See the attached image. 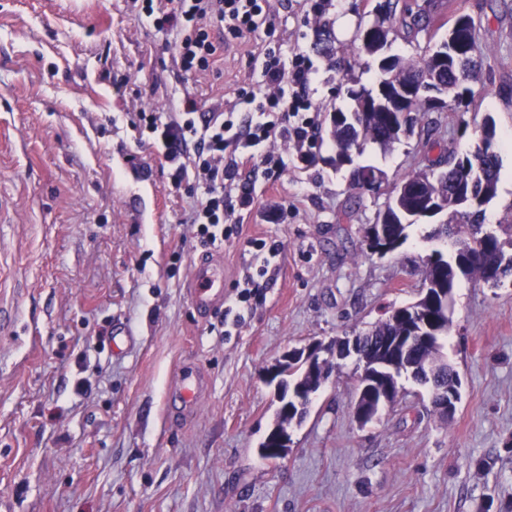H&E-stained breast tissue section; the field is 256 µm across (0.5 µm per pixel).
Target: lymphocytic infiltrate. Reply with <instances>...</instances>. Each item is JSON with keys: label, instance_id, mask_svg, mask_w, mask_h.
Wrapping results in <instances>:
<instances>
[{"label": "lymphocytic infiltrate", "instance_id": "obj_1", "mask_svg": "<svg viewBox=\"0 0 512 512\" xmlns=\"http://www.w3.org/2000/svg\"><path fill=\"white\" fill-rule=\"evenodd\" d=\"M274 11L273 0H141L138 15L173 44L180 70L194 74L218 67L213 27L243 39L269 24ZM252 61L261 70L260 84L239 88L223 108L202 113L196 97L185 92L173 99L168 118L140 111L132 123L139 144L161 150L172 186L194 197L189 222L205 246L223 237L225 216L252 209L257 171L277 178L275 144L315 145L312 120L298 117L311 107V60L299 56L282 66L275 47L264 42ZM244 104L254 114L241 119L237 110Z\"/></svg>", "mask_w": 512, "mask_h": 512}]
</instances>
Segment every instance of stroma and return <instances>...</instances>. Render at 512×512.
Returning a JSON list of instances; mask_svg holds the SVG:
<instances>
[{
    "instance_id": "1",
    "label": "stroma",
    "mask_w": 512,
    "mask_h": 512,
    "mask_svg": "<svg viewBox=\"0 0 512 512\" xmlns=\"http://www.w3.org/2000/svg\"><path fill=\"white\" fill-rule=\"evenodd\" d=\"M440 21L464 12L480 37L482 72L464 109L424 114L389 151L358 162L387 178L421 169L425 143L458 152L473 127L512 139V0H441ZM377 0H326L322 21L278 7L271 38L282 62L298 53L311 85L318 142L284 154L276 180L258 179L251 211L222 244L202 247L193 201L168 166L138 145L132 112H166L175 92L207 112L259 79L257 38L224 40L219 70L177 78L174 52L127 0H0V512H512V279L460 281L443 352L461 382L449 419L426 386L399 380L400 398L359 426L355 356L340 359L289 429L286 459L257 454L279 405L267 370L292 348L368 330L418 299L431 221L380 257L361 252L386 193L360 192L326 164L327 119L347 110V78L372 85L378 61L349 47ZM150 175L157 219L126 197ZM277 242L272 280L242 303L247 243ZM224 266L223 312L200 316L186 286L195 262ZM133 341L117 349L116 322ZM208 385L196 414L175 425L169 391L186 364Z\"/></svg>"
}]
</instances>
